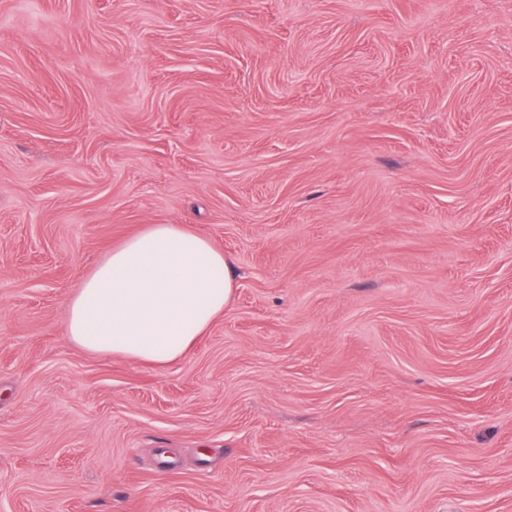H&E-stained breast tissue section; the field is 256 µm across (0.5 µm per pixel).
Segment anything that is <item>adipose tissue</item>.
I'll return each mask as SVG.
<instances>
[{
    "mask_svg": "<svg viewBox=\"0 0 512 512\" xmlns=\"http://www.w3.org/2000/svg\"><path fill=\"white\" fill-rule=\"evenodd\" d=\"M235 288L230 262L180 224H148L114 246L69 304L67 332L99 353L169 364L223 313Z\"/></svg>",
    "mask_w": 512,
    "mask_h": 512,
    "instance_id": "1",
    "label": "adipose tissue"
}]
</instances>
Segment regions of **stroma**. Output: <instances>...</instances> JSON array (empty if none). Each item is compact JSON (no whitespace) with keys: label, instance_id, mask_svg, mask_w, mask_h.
<instances>
[{"label":"stroma","instance_id":"35a3bbf8","mask_svg":"<svg viewBox=\"0 0 512 512\" xmlns=\"http://www.w3.org/2000/svg\"><path fill=\"white\" fill-rule=\"evenodd\" d=\"M147 224L165 366L66 330ZM0 512H512V0H0ZM234 288L230 262L207 237L182 224H147L83 279L68 336L92 352L166 365L224 312Z\"/></svg>","mask_w":512,"mask_h":512}]
</instances>
